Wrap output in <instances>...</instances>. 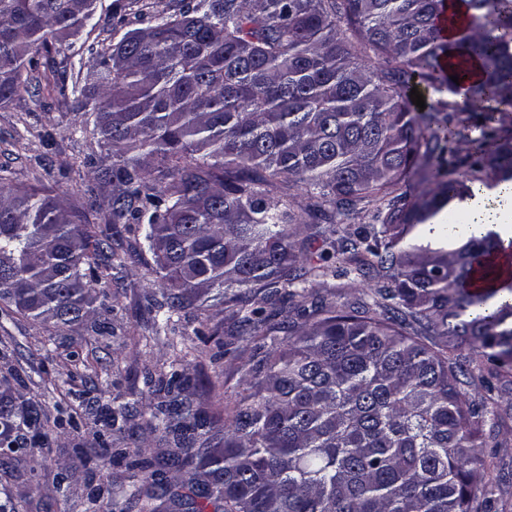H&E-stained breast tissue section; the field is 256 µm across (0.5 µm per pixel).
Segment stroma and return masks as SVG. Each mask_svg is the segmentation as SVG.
<instances>
[{"label": "stroma", "instance_id": "stroma-1", "mask_svg": "<svg viewBox=\"0 0 512 512\" xmlns=\"http://www.w3.org/2000/svg\"><path fill=\"white\" fill-rule=\"evenodd\" d=\"M126 2L98 0L101 23L85 27L65 54L36 52L38 72L69 85L96 84L98 51L142 25ZM64 57L69 63L63 68ZM93 123V113L74 111L57 84L0 104V174L11 186L62 195L81 223H103L112 188L98 181L96 169L112 161L93 137ZM335 261L341 273L322 278L321 295L339 304L362 297L365 282L345 273L344 255ZM159 290L151 255L128 261L124 287L113 289L108 300L111 313L96 314L95 321L111 320V335L95 332V321L63 328L0 312V389L12 388L22 403L37 409L47 435L9 472L0 471V490H7L18 512H85L93 489L129 485L127 466L142 459L162 487H175L180 473L170 455L173 439L148 425L166 399L154 382L173 360L183 359L191 379L187 395L208 413L222 414L226 402L250 394L245 358L222 355L207 339L225 324L223 299L203 298L200 314H187L156 334L144 296ZM492 397L500 417L497 426L485 429L482 453L492 475L501 479L500 508L512 512V382L497 383ZM127 402L140 414L115 430L108 410Z\"/></svg>", "mask_w": 512, "mask_h": 512}]
</instances>
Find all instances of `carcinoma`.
Wrapping results in <instances>:
<instances>
[{"label":"carcinoma","instance_id":"cac0c4a2","mask_svg":"<svg viewBox=\"0 0 512 512\" xmlns=\"http://www.w3.org/2000/svg\"><path fill=\"white\" fill-rule=\"evenodd\" d=\"M97 0H0V104L32 85L30 55L57 53ZM126 32L94 90L72 86L112 151L105 225L79 224L59 195L0 184V303L59 327L121 284L112 225L144 226L161 297L160 330L212 290L229 325L224 353L249 350L251 399L207 424L188 398L159 408L184 469L188 512H497L484 481L492 392L512 378V277L477 260L505 250L493 229L461 235L436 219L483 189L512 185V0H171ZM381 60L352 57L339 22ZM459 76V82L450 79ZM438 95L420 109L411 89ZM478 113L466 124L459 107ZM465 139L470 154H457ZM433 188L410 196L411 167ZM302 189L297 213L280 185ZM361 204L372 223L342 227ZM327 223L317 259L294 252L306 219ZM368 281L337 305L316 290L336 251ZM304 319L278 321L285 308ZM466 349L467 357L459 350ZM480 363L487 374L474 376ZM479 383L485 394L470 397ZM176 369L157 387L182 393ZM7 448L27 449L38 418L0 393ZM140 512L154 494L135 487Z\"/></svg>","mask_w":512,"mask_h":512}]
</instances>
